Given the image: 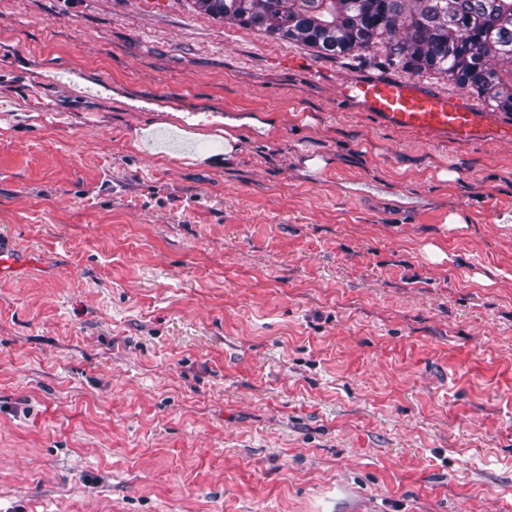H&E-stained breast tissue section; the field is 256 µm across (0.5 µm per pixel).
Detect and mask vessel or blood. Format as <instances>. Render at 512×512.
<instances>
[{"instance_id": "b4317fda", "label": "vessel or blood", "mask_w": 512, "mask_h": 512, "mask_svg": "<svg viewBox=\"0 0 512 512\" xmlns=\"http://www.w3.org/2000/svg\"><path fill=\"white\" fill-rule=\"evenodd\" d=\"M344 95L381 124L415 131L435 139L470 141L479 137L512 138V126L500 124L494 112L461 95L433 92L403 78L370 77L351 82ZM24 254L0 239V275H10L25 263Z\"/></svg>"}]
</instances>
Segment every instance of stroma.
<instances>
[{
	"label": "stroma",
	"instance_id": "stroma-1",
	"mask_svg": "<svg viewBox=\"0 0 512 512\" xmlns=\"http://www.w3.org/2000/svg\"><path fill=\"white\" fill-rule=\"evenodd\" d=\"M390 71L0 0V512H512V140L340 101ZM32 257L24 254L0 238V275H10L16 272L25 263L30 262Z\"/></svg>",
	"mask_w": 512,
	"mask_h": 512
}]
</instances>
